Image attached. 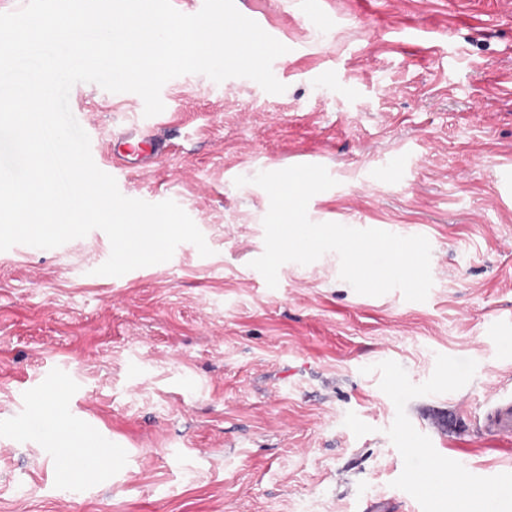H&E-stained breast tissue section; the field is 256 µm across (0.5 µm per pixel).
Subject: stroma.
I'll use <instances>...</instances> for the list:
<instances>
[{
  "label": "stroma",
  "mask_w": 512,
  "mask_h": 512,
  "mask_svg": "<svg viewBox=\"0 0 512 512\" xmlns=\"http://www.w3.org/2000/svg\"><path fill=\"white\" fill-rule=\"evenodd\" d=\"M234 2L287 46L284 92L171 79L166 152L121 187L176 202L211 256L186 243L104 276L98 229L0 251V512H449L433 465L473 499L512 484V445L479 428L512 392V341L490 333L512 319V8ZM69 103L102 151L144 118L140 96L94 83ZM405 155L402 178H375ZM297 164L337 181L311 221L429 240L426 301L356 293L333 252L267 286L251 262L270 201L250 179ZM39 399L78 432L65 461L14 418Z\"/></svg>",
  "instance_id": "35a3bbf8"
}]
</instances>
